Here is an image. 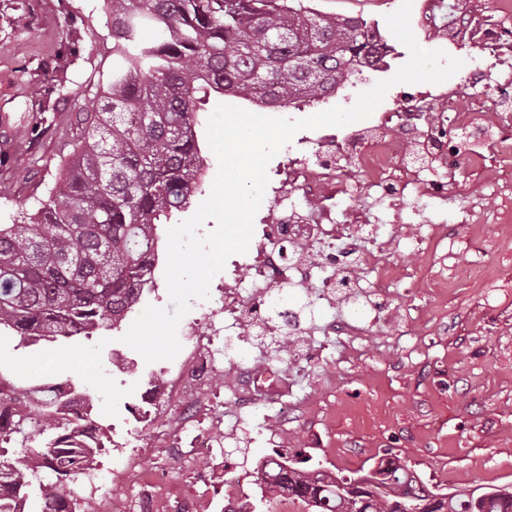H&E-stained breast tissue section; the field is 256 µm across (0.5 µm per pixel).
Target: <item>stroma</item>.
<instances>
[{
  "mask_svg": "<svg viewBox=\"0 0 512 512\" xmlns=\"http://www.w3.org/2000/svg\"><path fill=\"white\" fill-rule=\"evenodd\" d=\"M316 11L362 17L387 34L392 51L383 69L352 76L335 94L296 109H268V116L303 119L335 106H352L358 94L390 79L409 58L407 47L389 36L387 14L401 0H304ZM112 71V35L105 0H0V224L20 222L36 199L47 196L76 144L82 116L96 104ZM512 171L500 155L486 157L483 170H458L448 185L455 207L477 202L494 207L486 187L490 171ZM483 249L490 275L460 280L435 296L422 286L430 267L408 248L393 252L416 285L402 305L416 307L401 343L417 330L431 343L412 364L380 359L378 335L364 338L362 361L332 359L325 371L336 386L304 384L318 403L296 418L291 431L311 465L335 467L347 477L393 450L429 487L449 493L512 482V238L492 226L453 232L441 250V265L467 264ZM116 330L66 343L22 346L0 339V372L14 376L42 353L66 355L63 376L79 378L93 398L96 423H112V403L134 399L138 387L97 372L84 359L94 354H130Z\"/></svg>",
  "mask_w": 512,
  "mask_h": 512,
  "instance_id": "obj_1",
  "label": "stroma"
}]
</instances>
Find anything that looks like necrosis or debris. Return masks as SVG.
Segmentation results:
<instances>
[{"instance_id": "4bbe7bcc", "label": "necrosis or debris", "mask_w": 512, "mask_h": 512, "mask_svg": "<svg viewBox=\"0 0 512 512\" xmlns=\"http://www.w3.org/2000/svg\"><path fill=\"white\" fill-rule=\"evenodd\" d=\"M459 21L449 42L477 40L489 52L512 39L507 21L479 24L458 0ZM471 71L448 91H415L370 122L301 137L279 163L267 193L274 202L246 253L231 256L216 275L208 300H195L177 334L182 349L141 376L139 400L116 403L128 424L105 457L92 456L58 485L59 502L41 512H243L248 486L289 457L287 428L298 406L300 379L328 355L357 358L359 337L386 325L401 328L407 311L397 302L407 269L390 259L399 245L436 260L448 241V180L460 166L482 167L487 152L512 156V108L503 96L469 110L461 98L484 80ZM361 195L360 207L349 206ZM414 198L422 223L404 215ZM297 297L287 317L272 311L278 291ZM276 341L282 360L256 342ZM262 413L259 434L271 448L251 469L237 467L222 448L247 418Z\"/></svg>"}]
</instances>
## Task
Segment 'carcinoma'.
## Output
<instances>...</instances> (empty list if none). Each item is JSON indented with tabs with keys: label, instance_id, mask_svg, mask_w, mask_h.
<instances>
[{
	"label": "carcinoma",
	"instance_id": "obj_1",
	"mask_svg": "<svg viewBox=\"0 0 512 512\" xmlns=\"http://www.w3.org/2000/svg\"><path fill=\"white\" fill-rule=\"evenodd\" d=\"M112 71L62 188L26 216L0 224V333L35 345L80 328L112 329L136 303L160 225L188 209L202 177L198 132L213 93L271 108L314 104L390 46L378 26L329 16L302 0H108ZM39 426L0 415V444L21 438L69 472L91 450L61 427L66 405L39 387ZM356 478L289 467L260 485L252 512L288 495L312 512H512V483L448 496L398 455Z\"/></svg>",
	"mask_w": 512,
	"mask_h": 512
}]
</instances>
